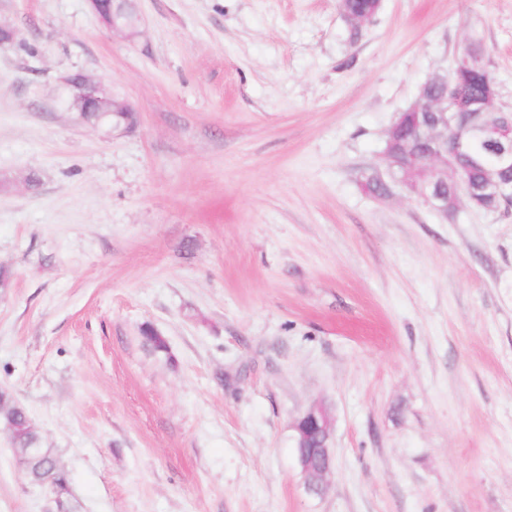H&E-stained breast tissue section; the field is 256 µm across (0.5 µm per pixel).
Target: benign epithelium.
<instances>
[{
  "label": "benign epithelium",
  "instance_id": "benign-epithelium-1",
  "mask_svg": "<svg viewBox=\"0 0 512 512\" xmlns=\"http://www.w3.org/2000/svg\"><path fill=\"white\" fill-rule=\"evenodd\" d=\"M127 0H112V11L102 7L101 0H90L93 10L113 30H124L128 36L137 34V24L127 26L121 20ZM478 68V59L468 46H463L455 57L454 70L459 73ZM69 92L70 107L77 112H100L107 115L118 112L122 105L114 101L98 84L83 75L65 79ZM495 102L489 94L483 110H475L460 99H450L443 94L430 99L419 94L416 103L407 112L399 113L388 129V148L383 153L386 170L391 179L404 185L410 195L441 216L454 213L459 199L483 204L491 201L512 200V118L492 120L489 110ZM469 115L467 137L448 138V128L456 125L459 114ZM481 143L494 150L495 160L486 171L484 180L471 185L459 179L455 163L465 157L474 163L479 160L471 152V146ZM455 179V192L448 195V178ZM296 430L300 442L306 443L312 436L322 439L315 448L300 449V462L307 489L319 494L324 488L326 476L332 470V454L329 446L331 419L320 406L311 407L298 421Z\"/></svg>",
  "mask_w": 512,
  "mask_h": 512
}]
</instances>
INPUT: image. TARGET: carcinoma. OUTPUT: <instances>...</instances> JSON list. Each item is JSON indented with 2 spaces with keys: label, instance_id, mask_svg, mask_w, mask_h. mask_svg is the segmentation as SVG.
I'll return each instance as SVG.
<instances>
[{
  "label": "carcinoma",
  "instance_id": "cac0c4a2",
  "mask_svg": "<svg viewBox=\"0 0 512 512\" xmlns=\"http://www.w3.org/2000/svg\"><path fill=\"white\" fill-rule=\"evenodd\" d=\"M377 0H346L342 8L352 14L373 17L378 10ZM494 80L491 70L448 74V84L455 87L457 95L475 105L484 102L486 82ZM0 425L11 436L19 464L32 479L47 481L49 494L59 512H72L71 486L67 471L61 465L54 449L42 447L34 452L39 437L27 410L17 405L10 394L0 391Z\"/></svg>",
  "mask_w": 512,
  "mask_h": 512
}]
</instances>
